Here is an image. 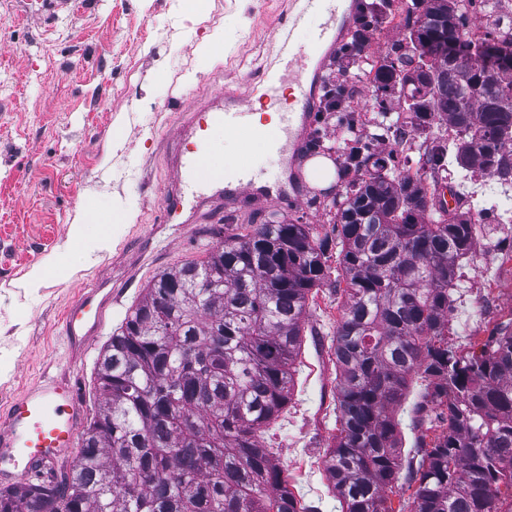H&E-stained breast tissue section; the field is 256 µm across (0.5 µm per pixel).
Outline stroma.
<instances>
[{
    "mask_svg": "<svg viewBox=\"0 0 512 512\" xmlns=\"http://www.w3.org/2000/svg\"><path fill=\"white\" fill-rule=\"evenodd\" d=\"M192 0H74L71 11L40 10L37 0H0V406L44 379L76 383L94 404V373L104 345L164 268L204 257L216 230L263 223L267 208L226 217L224 201L194 223L196 198L172 189L171 158L185 107L220 91H245L276 38L271 11L288 0H203L202 20L182 27ZM224 39L209 61L199 49L214 30ZM349 112H319L315 128L337 171L327 188L298 191L288 220L332 235L333 200L343 172ZM120 197L134 214L115 227L91 223L88 236L111 232L112 247L86 258L69 228L77 207L94 200L110 211ZM486 185L465 184L456 205L475 226L476 247L463 261L449 344L478 349L495 327L512 320V223L498 221ZM168 211L169 220L159 218ZM73 276L49 275L28 294L21 281L47 256ZM330 279L309 295L291 400L260 441L275 449L290 489L307 512H340L323 469L340 427L332 337L345 295L336 249L327 252ZM112 294L99 337L76 351L63 316L81 289Z\"/></svg>",
    "mask_w": 512,
    "mask_h": 512,
    "instance_id": "stroma-1",
    "label": "stroma"
}]
</instances>
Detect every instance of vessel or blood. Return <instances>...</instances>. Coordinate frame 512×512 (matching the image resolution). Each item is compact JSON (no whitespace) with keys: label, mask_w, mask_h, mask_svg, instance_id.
Masks as SVG:
<instances>
[{"label":"vessel or blood","mask_w":512,"mask_h":512,"mask_svg":"<svg viewBox=\"0 0 512 512\" xmlns=\"http://www.w3.org/2000/svg\"><path fill=\"white\" fill-rule=\"evenodd\" d=\"M347 0H291L293 29H305L304 39L282 34L275 56L266 64L255 94L238 92L210 97L190 105L191 120L177 135V163L172 181L186 193L205 190L228 193L237 206H287L284 196L270 195L258 186L252 165L242 159L225 164L208 151L209 130L259 141L265 154L280 158L300 154L309 137L315 97L324 73L312 68L323 50L342 33ZM279 114L275 127H253L255 106ZM109 295L91 288L68 309L65 317L69 344L82 349L99 332ZM85 406L76 385L67 380L46 379L10 401L0 416V479L21 482L41 477L47 462L72 453L84 423Z\"/></svg>","instance_id":"obj_1"}]
</instances>
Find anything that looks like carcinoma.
<instances>
[{"instance_id": "obj_1", "label": "carcinoma", "mask_w": 512, "mask_h": 512, "mask_svg": "<svg viewBox=\"0 0 512 512\" xmlns=\"http://www.w3.org/2000/svg\"><path fill=\"white\" fill-rule=\"evenodd\" d=\"M362 3L358 26L377 21ZM414 54L398 67L441 75L395 77L373 65L374 95L399 90L402 126L438 120L471 131L455 162L512 183V72L489 73L486 51L461 68L434 55L440 38L471 50L468 14L448 0L405 9ZM357 178L334 199L345 302L333 337L340 432L323 460L342 512H393L402 420L413 384L423 400L407 468L413 512H512V320L477 352L448 344L454 281L475 247L474 224L432 206V186L371 145L346 146ZM218 251L154 275L104 347L97 400L72 474L0 488V512H305L260 432L290 402L308 295L327 277L328 238L278 212L243 224ZM176 279L184 288H164Z\"/></svg>"}]
</instances>
